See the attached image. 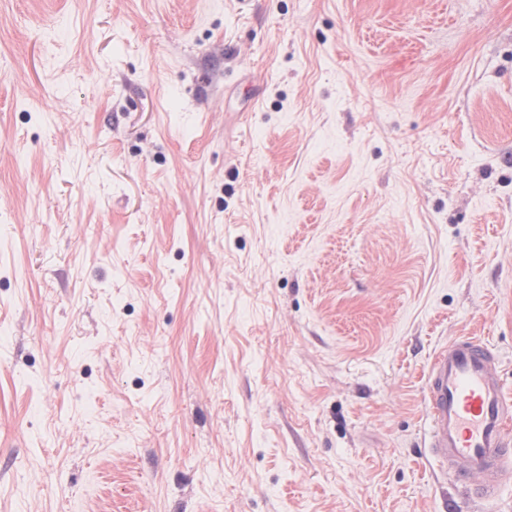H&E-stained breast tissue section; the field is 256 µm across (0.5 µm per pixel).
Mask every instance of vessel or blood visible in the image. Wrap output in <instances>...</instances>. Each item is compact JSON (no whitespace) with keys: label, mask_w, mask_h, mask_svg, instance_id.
Returning a JSON list of instances; mask_svg holds the SVG:
<instances>
[{"label":"vessel or blood","mask_w":512,"mask_h":512,"mask_svg":"<svg viewBox=\"0 0 512 512\" xmlns=\"http://www.w3.org/2000/svg\"><path fill=\"white\" fill-rule=\"evenodd\" d=\"M429 453L468 497L497 499L512 484V394L492 348L460 335L441 346L425 373Z\"/></svg>","instance_id":"obj_1"}]
</instances>
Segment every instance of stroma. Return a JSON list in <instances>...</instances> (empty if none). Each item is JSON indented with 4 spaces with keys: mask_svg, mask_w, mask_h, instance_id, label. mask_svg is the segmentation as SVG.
I'll use <instances>...</instances> for the list:
<instances>
[{
    "mask_svg": "<svg viewBox=\"0 0 512 512\" xmlns=\"http://www.w3.org/2000/svg\"><path fill=\"white\" fill-rule=\"evenodd\" d=\"M462 332L512 391V0H0V512H446Z\"/></svg>",
    "mask_w": 512,
    "mask_h": 512,
    "instance_id": "1",
    "label": "stroma"
}]
</instances>
